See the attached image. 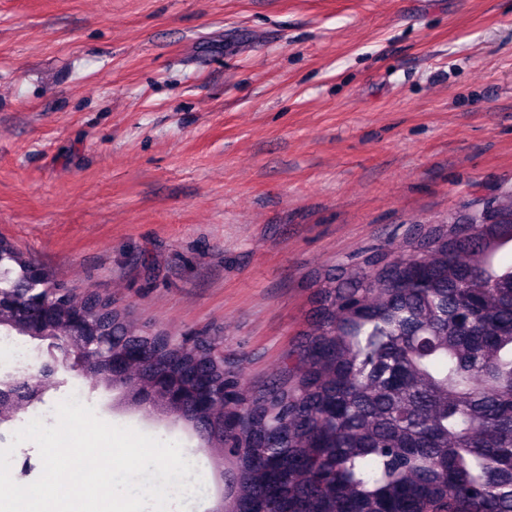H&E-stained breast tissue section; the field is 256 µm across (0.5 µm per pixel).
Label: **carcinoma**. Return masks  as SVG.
Listing matches in <instances>:
<instances>
[{
  "label": "carcinoma",
  "mask_w": 512,
  "mask_h": 512,
  "mask_svg": "<svg viewBox=\"0 0 512 512\" xmlns=\"http://www.w3.org/2000/svg\"><path fill=\"white\" fill-rule=\"evenodd\" d=\"M512 187L479 224H419L328 276L311 327L241 411L181 417L233 461L230 512H512ZM33 262L0 239L4 297ZM97 333L137 345L134 386L174 367L224 374L202 339L181 349L94 293L66 294Z\"/></svg>",
  "instance_id": "obj_1"
}]
</instances>
